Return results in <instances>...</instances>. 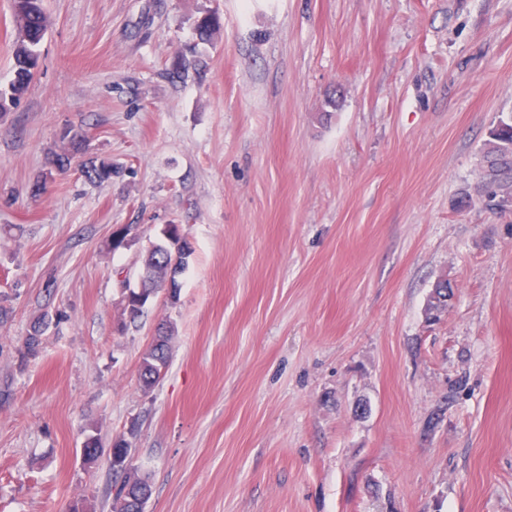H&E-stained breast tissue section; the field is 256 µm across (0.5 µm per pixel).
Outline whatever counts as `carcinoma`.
Masks as SVG:
<instances>
[{
	"instance_id": "carcinoma-1",
	"label": "carcinoma",
	"mask_w": 512,
	"mask_h": 512,
	"mask_svg": "<svg viewBox=\"0 0 512 512\" xmlns=\"http://www.w3.org/2000/svg\"><path fill=\"white\" fill-rule=\"evenodd\" d=\"M12 12L18 30L13 49L14 78L8 89H0V112L7 110L8 104L17 101L27 90L32 71L39 66V46L48 27L43 0H12ZM221 30V20L215 12L202 15L195 21L197 39L203 43L217 41ZM487 146L484 174L481 183L475 186V193L488 205L505 213L512 206V116L499 120L493 127ZM87 151L86 136L71 128L63 133L62 144L49 152V164L61 172L76 166L94 184L112 181V163L97 157L86 159ZM178 230L179 225H173V229L163 235V241L152 244L145 251L142 258L143 288L129 289L124 299L122 318L118 321L120 331L135 323L143 314L146 300L165 287L168 266L172 261H177L180 269L186 268L192 251H173V245L178 242ZM50 322L51 317L46 313L40 314L33 322L32 332L25 339L19 369H24L29 358L39 353L43 331ZM174 333L172 323L161 324L153 343L141 358L139 381L145 394L151 392L168 369ZM130 454L131 443L121 436L113 439L110 448L105 449L98 438L90 435L82 448L84 464L94 465L104 456L115 476L111 512H145L151 497L149 478L141 474L137 466H119L122 459Z\"/></svg>"
}]
</instances>
